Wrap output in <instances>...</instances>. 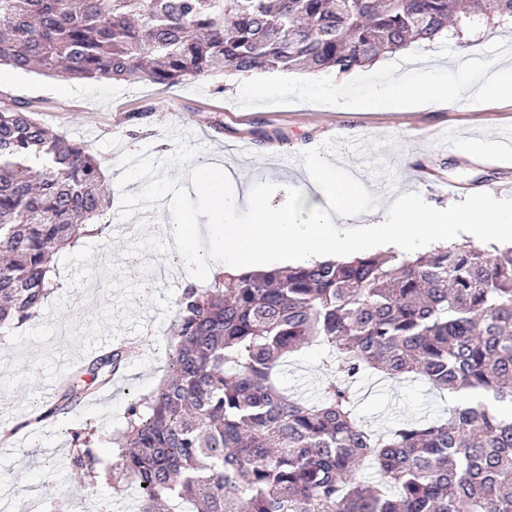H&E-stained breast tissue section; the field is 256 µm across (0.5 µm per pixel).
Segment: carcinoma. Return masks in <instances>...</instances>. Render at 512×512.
Returning a JSON list of instances; mask_svg holds the SVG:
<instances>
[{"instance_id": "cac0c4a2", "label": "carcinoma", "mask_w": 512, "mask_h": 512, "mask_svg": "<svg viewBox=\"0 0 512 512\" xmlns=\"http://www.w3.org/2000/svg\"><path fill=\"white\" fill-rule=\"evenodd\" d=\"M512 18V0H0V65L79 80L201 81L230 68L351 73L413 42ZM87 145L0 99V332L30 323L53 255L111 196ZM315 342L330 373L315 403L275 382ZM133 353L98 351L37 420L112 385ZM169 374L127 409L112 485L140 512H512V249L464 243L416 257L326 260L186 284ZM366 372L470 400L381 433L348 385ZM89 432L67 457L95 476ZM369 466L381 482L358 475Z\"/></svg>"}]
</instances>
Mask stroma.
I'll return each instance as SVG.
<instances>
[{"instance_id":"obj_1","label":"stroma","mask_w":512,"mask_h":512,"mask_svg":"<svg viewBox=\"0 0 512 512\" xmlns=\"http://www.w3.org/2000/svg\"><path fill=\"white\" fill-rule=\"evenodd\" d=\"M512 48V22L482 27L461 40L444 39L433 45L414 44L400 58L432 54L437 63L471 60L474 67L494 63L502 47ZM249 76L225 71L206 80L165 87L148 81L128 84L103 80L70 81L71 92L61 95L60 77L39 72L13 74L0 93L31 103L49 130L84 142L100 160L113 189L107 212L113 226L108 238L82 239L77 247L55 258L59 287L30 324L0 335V422L26 420L48 391L57 364L68 357L83 362L94 341L106 333L137 335L145 316H157L156 330L140 345L127 367L128 380L119 393L96 407L83 406L49 421L41 436L19 433L0 455V507L40 494L42 512L55 504H79L81 512H97L116 492L107 474L90 481L61 470L59 463L72 449L74 433L97 428L104 440L125 424L127 403L134 394L155 390L167 368V354L181 284L195 277L194 268L177 258V244L168 236L137 234L121 239L123 224L170 223L189 216L207 226L206 198L186 189L165 190L167 179L184 169L211 162H237L250 190L282 203L279 182L301 189L310 183L301 172L307 158L319 155L330 133L344 139L329 150L343 174H355L366 188L362 206L373 211L405 193L415 192L420 204L441 211L465 204L471 194H484L501 208L512 209V149L500 162L472 160L461 149L445 148L444 139L478 136L480 128L512 127V100L478 101L464 106L436 105L418 110L359 111L297 95L248 99L242 88ZM149 109L144 131L129 116ZM134 159V180L123 177L121 164ZM425 180H417L418 171ZM452 193H445V185ZM174 272L179 287L155 280V266ZM93 305L96 321L83 317ZM325 348L302 349L279 376L288 393L314 397L327 381L321 358ZM361 423L382 430L411 419L443 416L453 398L432 391L423 380L385 378L368 374L351 385Z\"/></svg>"}]
</instances>
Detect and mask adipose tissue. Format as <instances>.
Here are the masks:
<instances>
[{
  "label": "adipose tissue",
  "mask_w": 512,
  "mask_h": 512,
  "mask_svg": "<svg viewBox=\"0 0 512 512\" xmlns=\"http://www.w3.org/2000/svg\"><path fill=\"white\" fill-rule=\"evenodd\" d=\"M314 98L336 103L354 102L360 109L416 108L422 104L457 105L472 100L512 98V59L473 72L464 64H426L420 70L402 68L392 77L368 84L351 83L341 90L314 91ZM315 187L308 193L284 184L286 204L272 206L263 197L242 189L236 168L213 165L189 168L184 177L196 190L214 199L221 214L208 250L196 244L191 220L163 225V232L178 244L183 262L195 267L205 279L216 274L249 272L276 263L308 264L342 259L360 249H412L422 237L451 241L466 232L474 241L493 236L512 241V211L491 206L478 195L461 208L440 214L422 208L414 195H407L390 217L365 218L359 207L362 184L341 177L335 163L322 157L306 162ZM251 215L248 223L235 218L237 209ZM313 213V221L297 222L296 212Z\"/></svg>",
  "instance_id": "adipose-tissue-1"
}]
</instances>
